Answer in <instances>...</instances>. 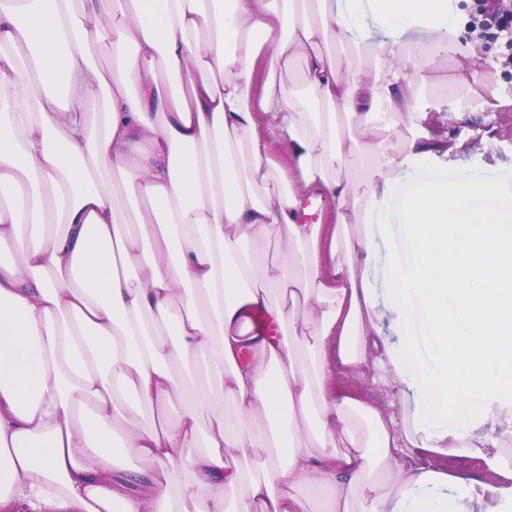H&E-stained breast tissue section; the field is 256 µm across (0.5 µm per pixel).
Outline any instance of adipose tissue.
Wrapping results in <instances>:
<instances>
[{"label": "adipose tissue", "mask_w": 512, "mask_h": 512, "mask_svg": "<svg viewBox=\"0 0 512 512\" xmlns=\"http://www.w3.org/2000/svg\"><path fill=\"white\" fill-rule=\"evenodd\" d=\"M369 20L433 37L373 44ZM465 34L448 0H0V506L500 512L507 488L398 457L512 443V199L404 198L400 348L368 279L367 223L438 146L376 107L421 111L451 52L499 107ZM337 367L412 378L418 410L330 386Z\"/></svg>", "instance_id": "ef3b65f1"}]
</instances>
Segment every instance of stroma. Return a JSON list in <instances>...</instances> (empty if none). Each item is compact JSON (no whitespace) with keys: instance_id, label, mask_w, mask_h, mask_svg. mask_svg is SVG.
<instances>
[{"instance_id":"stroma-1","label":"stroma","mask_w":512,"mask_h":512,"mask_svg":"<svg viewBox=\"0 0 512 512\" xmlns=\"http://www.w3.org/2000/svg\"><path fill=\"white\" fill-rule=\"evenodd\" d=\"M489 78L495 83L503 101L498 112L487 111L481 100L469 96L463 90L437 87L424 100L428 112L425 123L412 122L407 112L394 115L380 113L376 116L379 125L392 126L395 133L408 139H421L447 129L448 115L452 112L469 115L474 129L488 134L484 140H473L466 134L452 136L444 151L432 156L407 159L397 172L393 195L381 205L383 223L370 226L375 237L376 251L369 269V278L377 310L382 317L384 334L392 346H400L403 341V333L394 323L392 315L391 257L395 244L404 233L401 207L405 194L413 191L419 182L443 179L491 183L512 196V141L503 137L507 126L512 125V71L494 70ZM335 382L355 396L370 398L383 406L394 405L399 412L414 410L419 405L420 393L410 381L390 393L373 386L369 378L356 374L338 373ZM398 462L406 467L452 472L497 484L505 485L512 481L506 475L507 470L512 469V463L496 460L495 451L491 448L480 455L453 458L408 451L399 456Z\"/></svg>"}]
</instances>
